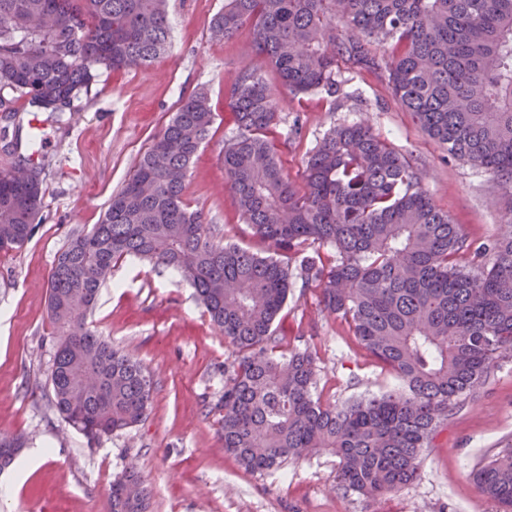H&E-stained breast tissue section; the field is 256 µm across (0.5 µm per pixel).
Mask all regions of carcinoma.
Masks as SVG:
<instances>
[{"label":"carcinoma","mask_w":512,"mask_h":512,"mask_svg":"<svg viewBox=\"0 0 512 512\" xmlns=\"http://www.w3.org/2000/svg\"><path fill=\"white\" fill-rule=\"evenodd\" d=\"M167 0H0V105L22 98L59 115L101 68L145 67L167 52ZM249 24L253 47L293 94L336 93V62L383 70L394 97L448 153L491 174L512 197V0H224L212 32ZM237 133L220 160L239 214L267 246L218 237L184 201L189 166L215 112L200 88L140 156L103 217L74 233L48 277L56 336L50 384L62 418L94 440L148 416L153 382L88 322L114 264L131 257L177 271L235 349L224 363V452L251 472L328 451L338 487L367 499L418 472L448 411L512 354V210L472 248L434 205L422 172L358 121L333 126L308 154L297 186L269 132L278 99L255 71L228 90ZM17 165L0 168V253L22 248L42 209L37 168L16 176L36 134L0 129ZM333 251L325 261L321 250ZM474 251L480 263L463 266ZM320 290L400 385L343 403L317 395L315 344L287 346L275 323L292 288ZM26 438H0V469ZM482 496L512 512V448L472 472ZM111 512H148L133 468L110 487Z\"/></svg>","instance_id":"carcinoma-1"}]
</instances>
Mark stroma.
Listing matches in <instances>:
<instances>
[{
	"label": "stroma",
	"mask_w": 512,
	"mask_h": 512,
	"mask_svg": "<svg viewBox=\"0 0 512 512\" xmlns=\"http://www.w3.org/2000/svg\"><path fill=\"white\" fill-rule=\"evenodd\" d=\"M223 7L224 0H168L167 54L143 69L101 71L62 118L38 115L47 145L42 220L23 248L0 254V436L28 438L15 467L0 473V512H109L112 481L131 465L150 490L151 512H497L471 473L512 447V357L499 360L477 392L449 412L416 478L397 491L368 500L338 490V460L328 452L249 472L219 440L224 363L233 347L177 274L133 258L118 262L91 319L114 348L149 372L154 388L146 420L90 447L53 408L46 302L54 260L74 232L99 223L137 158L199 87L210 90L215 121L188 172L184 198L222 238L262 247L240 218L219 160L235 131L227 89L253 69L279 99L271 138L293 182H300L309 151L330 127L364 120L424 174L436 207L462 225L471 242L494 238L505 222L506 201L493 177L449 157L397 102L383 72L340 62L336 95L290 94L253 51L250 26L229 39L213 37L211 21ZM276 326L288 343H317L318 391L325 400L398 384L346 323L321 311L316 289H293ZM39 448L49 450L48 459L35 458Z\"/></svg>",
	"instance_id": "1"
}]
</instances>
